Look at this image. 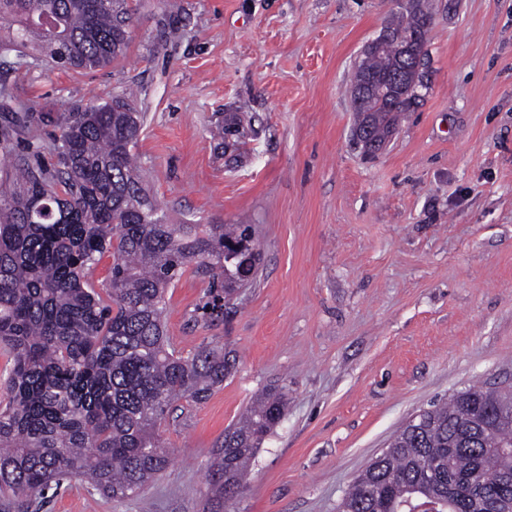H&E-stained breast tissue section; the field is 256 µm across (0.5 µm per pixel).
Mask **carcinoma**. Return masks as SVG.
<instances>
[{
	"instance_id": "cac0c4a2",
	"label": "carcinoma",
	"mask_w": 512,
	"mask_h": 512,
	"mask_svg": "<svg viewBox=\"0 0 512 512\" xmlns=\"http://www.w3.org/2000/svg\"><path fill=\"white\" fill-rule=\"evenodd\" d=\"M131 0H0L17 28L0 48L31 39L52 61L104 66L129 44ZM432 14L416 3L390 26L392 41L368 53L352 85L383 75L397 41L425 55ZM353 100L361 124L384 142L420 96ZM141 116L123 100L64 116L61 168L0 154V348L12 361L0 402V512H39L72 477L114 498L139 494L168 465L159 428L172 403L208 399L233 361L224 349H177L163 325L165 293L190 265L208 278L202 317L223 309L253 279L238 251L249 224H167L136 173ZM105 282L92 271L105 254ZM285 388H268L224 431L214 453L211 512H224L250 463L283 417ZM511 390L472 386L423 411L354 478L338 512H414V500L446 501L442 512H512Z\"/></svg>"
}]
</instances>
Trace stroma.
I'll return each instance as SVG.
<instances>
[{"label": "stroma", "instance_id": "1", "mask_svg": "<svg viewBox=\"0 0 512 512\" xmlns=\"http://www.w3.org/2000/svg\"><path fill=\"white\" fill-rule=\"evenodd\" d=\"M426 4L427 87L371 158L349 76L391 0H140L108 66L0 53L15 154L56 162L67 113L131 96L137 172L167 223L250 224L262 253L218 319H198L193 270L168 291L176 347L236 363L205 402L173 404L166 470L123 499L72 480L41 512H208L211 452L272 383L288 408L228 512H336L415 415L512 385V0Z\"/></svg>", "mask_w": 512, "mask_h": 512}]
</instances>
